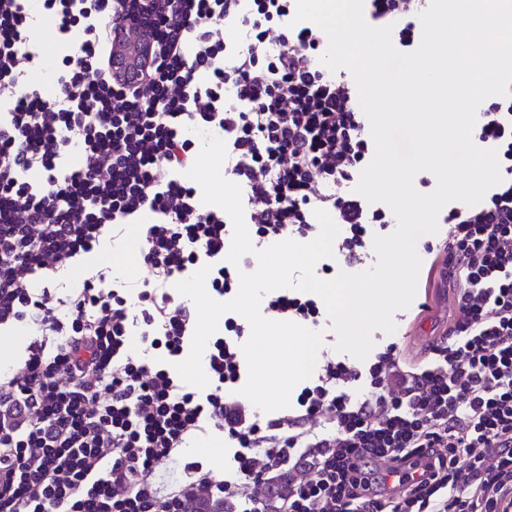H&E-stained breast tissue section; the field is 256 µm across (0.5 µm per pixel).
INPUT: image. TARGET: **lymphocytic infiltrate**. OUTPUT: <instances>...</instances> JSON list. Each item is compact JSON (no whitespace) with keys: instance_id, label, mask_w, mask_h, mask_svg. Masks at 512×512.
Instances as JSON below:
<instances>
[{"instance_id":"lymphocytic-infiltrate-1","label":"lymphocytic infiltrate","mask_w":512,"mask_h":512,"mask_svg":"<svg viewBox=\"0 0 512 512\" xmlns=\"http://www.w3.org/2000/svg\"><path fill=\"white\" fill-rule=\"evenodd\" d=\"M428 5L366 0L365 12L410 48ZM42 12L60 37L86 36L50 96L22 88L19 68L35 57L27 30ZM117 26L151 43L131 83L101 58ZM324 50L316 24L291 25L288 0H42L38 13L30 0H0V333L35 329L25 356L0 372V512H187L196 498L268 512L278 476L288 479L278 512H512V96L483 101L473 129L496 150L501 183L479 209L448 212L459 316L432 365L412 366L394 344L366 370L327 361L294 410L263 422L230 396L242 376L234 318L206 350V392L151 358L162 349L172 361L191 344L195 310L174 290L183 272L209 267V288L225 297L252 263L227 261L230 217L201 212L183 178L197 157L185 127L225 141L255 247L313 238L323 209L345 226L337 253L355 266L387 224L347 189L372 140L355 84L322 67ZM74 147L82 163L70 170ZM32 171L39 183L26 180ZM147 211L148 279L105 266L66 286L61 270ZM267 309L319 322L300 292L271 295ZM135 336L145 357L128 353ZM211 430L238 447L234 480L182 457ZM409 468L420 479L387 494L384 470Z\"/></svg>"}]
</instances>
